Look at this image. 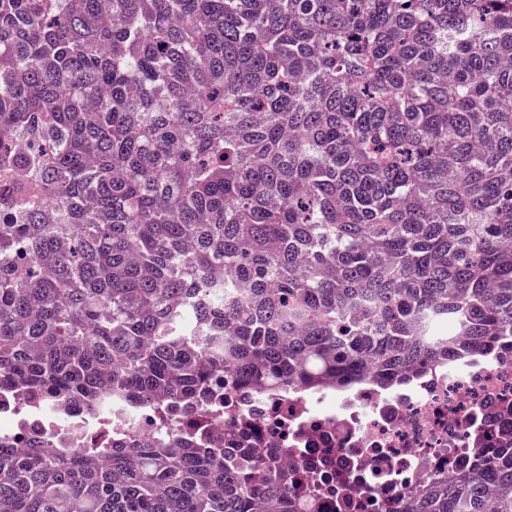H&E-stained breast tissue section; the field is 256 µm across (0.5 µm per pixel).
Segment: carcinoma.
<instances>
[{
    "instance_id": "obj_1",
    "label": "carcinoma",
    "mask_w": 512,
    "mask_h": 512,
    "mask_svg": "<svg viewBox=\"0 0 512 512\" xmlns=\"http://www.w3.org/2000/svg\"><path fill=\"white\" fill-rule=\"evenodd\" d=\"M507 346L512 0H0V388L204 417ZM293 481L192 431L26 448L0 512H298ZM401 512H512V445Z\"/></svg>"
}]
</instances>
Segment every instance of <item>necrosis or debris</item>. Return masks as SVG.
Masks as SVG:
<instances>
[{"label":"necrosis or debris","mask_w":512,"mask_h":512,"mask_svg":"<svg viewBox=\"0 0 512 512\" xmlns=\"http://www.w3.org/2000/svg\"><path fill=\"white\" fill-rule=\"evenodd\" d=\"M156 414L123 400L93 410L0 392V448L46 442L108 448L160 432ZM203 442L284 448L295 497L316 512H397L406 493L489 457L512 438V354L428 368L412 384L304 394L234 388Z\"/></svg>","instance_id":"necrosis-or-debris-1"}]
</instances>
